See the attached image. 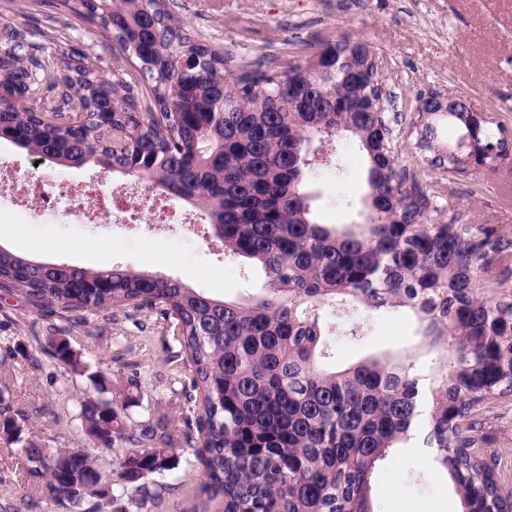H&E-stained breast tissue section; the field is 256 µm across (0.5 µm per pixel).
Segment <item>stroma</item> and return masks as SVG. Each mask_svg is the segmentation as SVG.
Returning <instances> with one entry per match:
<instances>
[{
    "instance_id": "1",
    "label": "stroma",
    "mask_w": 512,
    "mask_h": 512,
    "mask_svg": "<svg viewBox=\"0 0 512 512\" xmlns=\"http://www.w3.org/2000/svg\"><path fill=\"white\" fill-rule=\"evenodd\" d=\"M179 17L210 43L230 49L236 60L276 57L304 60L307 44L342 36L364 42L379 57L386 89L406 122L397 129L405 159L420 175H431L441 203L461 211L467 224H512V172H477L469 178L431 174L413 148L408 124L418 95L431 91L466 96L477 111L512 127V0H175ZM86 23L60 12L50 0H0V41L17 33L56 56L87 46L102 60V75L115 81L126 64L112 43L88 42ZM343 178L324 171L315 188L317 220L347 224L358 210L334 202L335 195L367 193L366 162L354 140L338 139ZM0 157L23 172L53 174L72 193L91 178L103 177L107 188L124 175L104 173L92 164L66 168L37 158L9 142ZM150 200L127 199L129 221L109 213L95 223L77 224L63 209H47L40 199L16 202L10 187L0 188V246L27 258L83 267L121 265L182 280L207 294L244 302L260 294L265 274L260 265L228 257L205 237L197 224L188 234L179 224L149 221ZM320 320L334 347L330 365L347 367L364 358L417 356L423 369L436 367L427 353L416 318L392 308L367 319L365 336L342 333L335 311ZM64 337L88 365L76 373L49 353L51 337ZM166 320L155 311L123 307L81 316L59 307L33 308L22 296L0 292V399L23 417L26 436L58 447L86 445L78 420V402L93 386L91 373L104 376L116 411L128 426L165 419L182 430L193 407L184 400L188 370ZM485 437L481 453L497 457L506 488L512 489V396L490 404L479 415ZM173 476L150 477L162 484L156 499L125 498L126 512H217L200 495L202 470L194 451L176 446ZM431 451L409 444L393 449L376 472L377 512H461L459 496L444 472L430 464ZM32 489L15 449L0 447V512H67L46 497L31 501Z\"/></svg>"
}]
</instances>
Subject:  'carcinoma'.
<instances>
[{
    "label": "carcinoma",
    "mask_w": 512,
    "mask_h": 512,
    "mask_svg": "<svg viewBox=\"0 0 512 512\" xmlns=\"http://www.w3.org/2000/svg\"><path fill=\"white\" fill-rule=\"evenodd\" d=\"M125 54L109 83L82 51L0 49V141L68 168L92 162L138 175L203 210L224 253L261 263L267 285L247 302L214 298L181 280L112 265L32 261L0 247V291L40 309L103 312L132 306L170 322L190 372L187 430L129 427L105 397L106 380L80 401L82 448L18 441L35 463L44 449L64 472L25 468L40 494L103 512L144 479L176 468L172 447L195 449L200 492L221 512H376L373 477L392 449L419 437L450 476L462 512H512L496 464L477 451L479 412L512 395V226L442 219L431 185L404 159L403 113L380 111L383 93L366 44L328 40L303 63L234 64L233 53L194 32L172 0H53ZM62 71L60 80L43 76ZM443 94L417 98L414 148L434 170L467 178L512 165V130L467 110L438 112ZM458 130L441 143V127ZM350 135L368 163V214L360 224L316 222L309 181L338 156L319 144ZM403 307L425 346L448 359L425 374L410 357L327 369L320 311L364 335L359 311ZM51 355L88 365L66 339ZM133 447L122 472L96 451Z\"/></svg>",
    "instance_id": "obj_1"
}]
</instances>
